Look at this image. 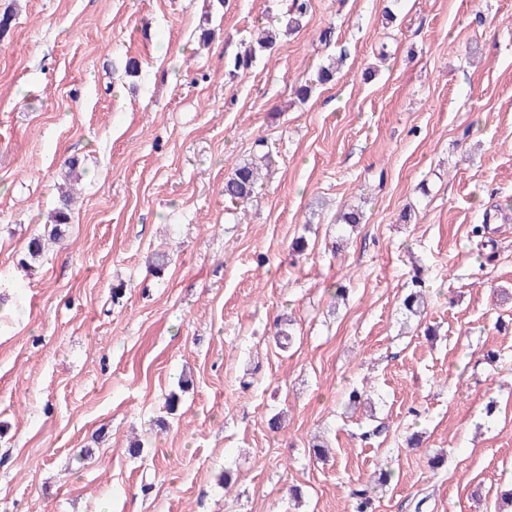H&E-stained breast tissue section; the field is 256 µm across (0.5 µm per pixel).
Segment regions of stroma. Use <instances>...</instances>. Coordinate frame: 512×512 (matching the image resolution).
<instances>
[{"label":"stroma","mask_w":512,"mask_h":512,"mask_svg":"<svg viewBox=\"0 0 512 512\" xmlns=\"http://www.w3.org/2000/svg\"><path fill=\"white\" fill-rule=\"evenodd\" d=\"M286 8L0 0V512H352L382 469L375 512H497L512 486V0H311L227 81ZM260 138L269 167L234 208L224 181ZM69 159L66 236L31 260ZM351 207L362 224L338 223ZM355 386L372 409L346 411ZM311 1L310 0H291L290 7L282 16V26L280 31H267L261 34L257 40V45L260 49H266L272 46L280 34L288 36L298 32L303 27V20L309 12ZM424 288H426L425 280L420 275L415 276L411 288L402 300V306L409 314L420 313V308L424 305Z\"/></svg>","instance_id":"1"}]
</instances>
